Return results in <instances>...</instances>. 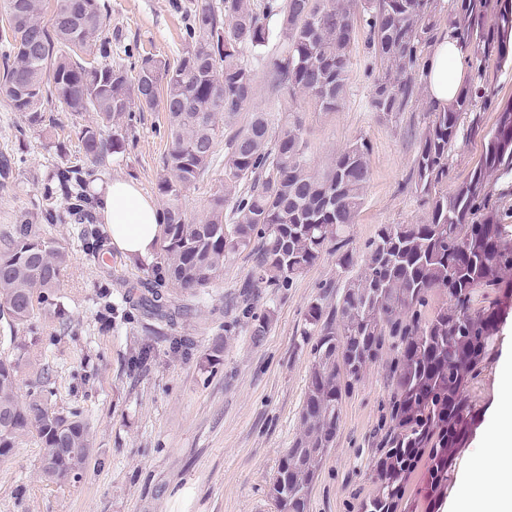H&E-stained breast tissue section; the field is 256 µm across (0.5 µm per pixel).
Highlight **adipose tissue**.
Wrapping results in <instances>:
<instances>
[{
  "label": "adipose tissue",
  "instance_id": "obj_1",
  "mask_svg": "<svg viewBox=\"0 0 512 512\" xmlns=\"http://www.w3.org/2000/svg\"><path fill=\"white\" fill-rule=\"evenodd\" d=\"M472 49L453 29L441 30L419 73L429 100L439 108L459 97ZM98 210L111 243L127 257L153 253L162 213L157 204L129 181L115 179L96 190ZM449 512H512V362L505 363L494 421L461 480Z\"/></svg>",
  "mask_w": 512,
  "mask_h": 512
}]
</instances>
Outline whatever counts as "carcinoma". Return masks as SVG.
Masks as SVG:
<instances>
[{
  "label": "carcinoma",
  "mask_w": 512,
  "mask_h": 512,
  "mask_svg": "<svg viewBox=\"0 0 512 512\" xmlns=\"http://www.w3.org/2000/svg\"><path fill=\"white\" fill-rule=\"evenodd\" d=\"M7 48L0 91L30 127L45 112L73 116L91 109L101 123H130L135 113L161 109L169 149L156 188L163 201L154 260L145 266V290L136 307L174 324L180 309L169 287L193 293L224 271V260L250 250L251 283L290 288L326 255L336 257V285L309 304L300 335L316 337L300 431L283 455L274 488L279 512H307L324 457L340 430L344 397L364 368L392 352L389 426L379 443L376 492L361 512H408L405 487L428 458L418 494L428 512L448 494L457 460L478 421L473 388L494 349L499 326L512 314V211L489 205L490 180L512 174V106L497 109L494 128L469 177L448 194V157L465 129L480 130V112L493 92L477 84L444 109L428 105L427 125L408 186L423 203L419 224H383L363 255L348 248L369 179L370 148L360 138L316 169L307 157L303 123L288 112L273 122L255 112L231 135L251 101L256 74L240 54L260 50L276 19L283 49L268 64L277 98L305 96L315 112H336L348 87L356 16L380 62L373 107L403 111L413 94L412 72L434 37L431 0H196L184 44L169 61L146 54L134 78L112 65L102 38L107 15L98 0H5ZM466 0L454 30L472 48L471 67L482 75L489 57L512 62V4ZM78 156L56 168L42 186L45 207L22 214L0 237V316L14 332L41 336L58 300L69 250L45 237L46 224H72L83 250L104 260L107 235L90 191L97 166L120 153L124 137H102L97 125L77 132ZM224 158L218 159L219 146ZM223 175L213 204L195 215L184 192L215 162ZM231 224H226V221ZM447 302L428 311L435 293ZM27 346L0 359V457L28 437L41 448V474L51 483L81 478L93 452L82 410H58L49 400L51 377L42 370L21 397L19 376Z\"/></svg>",
  "instance_id": "cac0c4a2"
}]
</instances>
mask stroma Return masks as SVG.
<instances>
[{
	"instance_id": "stroma-1",
	"label": "stroma",
	"mask_w": 512,
	"mask_h": 512,
	"mask_svg": "<svg viewBox=\"0 0 512 512\" xmlns=\"http://www.w3.org/2000/svg\"><path fill=\"white\" fill-rule=\"evenodd\" d=\"M194 2L100 0L109 18L105 34L113 62L130 65L137 48L176 59ZM354 39L347 96L339 111L316 112L302 99L293 109L304 121L315 167H323L356 139L372 148L364 205L351 231L352 246L360 251L380 225L417 224L424 218L425 209L407 179L425 127L428 97L418 86L403 112L387 116L374 111L378 65L364 27H356ZM280 50L275 37L263 50H244L257 85L238 126L257 111L281 113L266 77L270 56ZM496 118V112H484L480 132L452 149L449 190L469 176L483 150L482 134ZM95 121L91 111L79 116L58 112L53 121L29 129L0 93V153L19 160L9 184L0 186V233L21 214L38 211L45 177L74 158L75 126ZM163 123L161 111L137 113L122 130L125 151L106 156L99 165L98 184L124 179L156 197L159 163L168 149L158 133ZM49 236L72 255L60 288L65 316L49 320L21 379L29 381L49 368L52 405L84 410L95 453L78 481L56 485L40 477L37 443L22 441L0 460V512H276L270 483L299 432L313 360V342L300 334L303 315L335 277V258L320 259L292 287L260 286L244 298L240 285L252 263L241 252L227 258L223 274L196 294L173 289V297L189 309L176 326L161 328L138 313L113 319L106 328L100 323L99 284L111 283L112 302L121 306L126 297L139 294L143 271L118 251L103 266L87 260L71 225H57ZM264 311L271 322L257 340L251 334L252 316ZM146 343L153 347L151 358L133 365V356ZM510 355L512 316L501 324L492 359L479 379V421L456 475L467 471L483 445L499 397L498 372ZM391 389L387 359L364 369L342 403L341 427L314 483L308 512H359L361 500L375 492L374 451Z\"/></svg>"
}]
</instances>
